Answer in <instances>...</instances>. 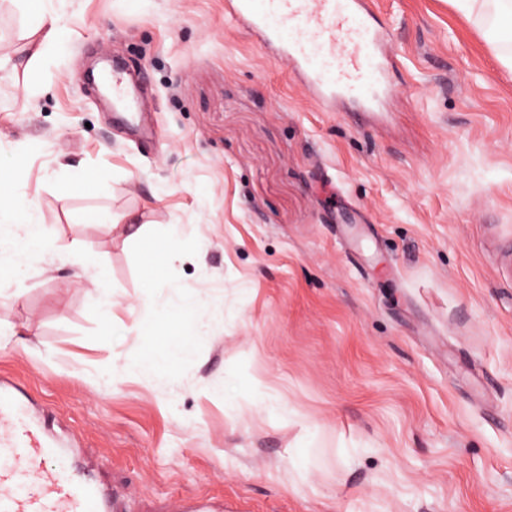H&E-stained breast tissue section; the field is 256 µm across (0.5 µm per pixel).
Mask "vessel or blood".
<instances>
[{
	"mask_svg": "<svg viewBox=\"0 0 512 512\" xmlns=\"http://www.w3.org/2000/svg\"><path fill=\"white\" fill-rule=\"evenodd\" d=\"M224 10L277 51L321 108L377 98L391 56L370 0H225ZM136 101L135 85L113 71L114 111ZM0 512H107L102 492L73 476L58 440L1 389Z\"/></svg>",
	"mask_w": 512,
	"mask_h": 512,
	"instance_id": "vessel-or-blood-1",
	"label": "vessel or blood"
}]
</instances>
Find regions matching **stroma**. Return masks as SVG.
<instances>
[{
	"mask_svg": "<svg viewBox=\"0 0 512 512\" xmlns=\"http://www.w3.org/2000/svg\"><path fill=\"white\" fill-rule=\"evenodd\" d=\"M375 6L398 61L380 112L318 109L224 0H63L38 97L0 81V159L35 234L101 270L47 251L0 291L20 338L0 379L124 512H512V275L493 251L512 246V70L448 0ZM112 58L149 88L151 139L83 80ZM168 224L193 233L157 291L209 295L208 331L167 385L107 382L113 355H143Z\"/></svg>",
	"mask_w": 512,
	"mask_h": 512,
	"instance_id": "1",
	"label": "stroma"
}]
</instances>
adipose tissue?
<instances>
[{
  "label": "adipose tissue",
  "instance_id": "obj_1",
  "mask_svg": "<svg viewBox=\"0 0 512 512\" xmlns=\"http://www.w3.org/2000/svg\"><path fill=\"white\" fill-rule=\"evenodd\" d=\"M10 4L29 19L24 38L29 51L27 68L38 69L57 44L63 29L64 16L60 0H9ZM452 6L478 25L488 26L494 47L504 65L512 66V47L501 38L502 32L512 29V0H450ZM37 209L22 198L12 184L0 186V284L18 283L19 273L31 257L49 249L64 261L84 267L88 259L77 243L45 244L32 239L28 230L37 223ZM144 306L152 311L142 326L141 334L147 351L137 361L114 359L113 377L135 376L149 373L157 384L168 381L172 363L187 352L186 339L199 336L206 325V299L194 300L172 292L167 297L147 293ZM179 342H172V335Z\"/></svg>",
  "mask_w": 512,
  "mask_h": 512
}]
</instances>
